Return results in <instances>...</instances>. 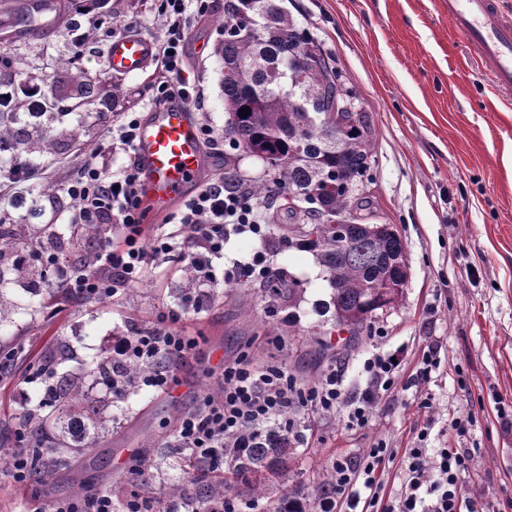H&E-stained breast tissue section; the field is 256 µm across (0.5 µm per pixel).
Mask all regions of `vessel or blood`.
I'll return each instance as SVG.
<instances>
[{
    "label": "vessel or blood",
    "mask_w": 512,
    "mask_h": 512,
    "mask_svg": "<svg viewBox=\"0 0 512 512\" xmlns=\"http://www.w3.org/2000/svg\"><path fill=\"white\" fill-rule=\"evenodd\" d=\"M448 17L473 52L490 83L512 93V13L499 0H446ZM153 57L151 41L128 33L112 39L106 50L109 72L118 76L143 72ZM136 158L146 195L156 212L183 200L202 169V148L191 108L176 103L153 112L138 130Z\"/></svg>",
    "instance_id": "obj_1"
}]
</instances>
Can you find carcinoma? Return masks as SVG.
Here are the masks:
<instances>
[{"label":"carcinoma","mask_w":512,"mask_h":512,"mask_svg":"<svg viewBox=\"0 0 512 512\" xmlns=\"http://www.w3.org/2000/svg\"><path fill=\"white\" fill-rule=\"evenodd\" d=\"M248 21L254 31L240 23ZM224 39L213 56L219 65L224 112L230 120L232 142L224 146V184L240 188L261 205L288 213V223L278 225L280 236L272 245L293 244L305 238L317 250L320 265L333 290L335 326L350 333L345 347L355 346L360 331L376 311L396 304L403 290L389 283L408 269L405 245L392 225L379 234L368 224L349 221L357 186L370 171L374 159L375 129L368 113L355 104L352 90L322 45L293 17L285 0H224ZM58 80L19 68L18 62L0 53V142L25 153L43 151L31 123L20 114L40 119L48 114L101 110L109 98L101 95L97 82L72 72L70 60L54 63ZM247 109L243 116L240 110ZM53 145V142L46 143ZM259 158L267 166L263 179L239 181L237 152ZM292 192L303 196L306 208L288 205ZM343 224L337 234L336 224ZM19 245L13 225L0 224V254ZM270 307L275 299L298 301L302 289L293 280H280L266 289ZM30 475L46 481L61 471L72 474L74 485L83 489L81 467L75 458L82 445L75 436L80 427L85 436L105 438L112 418L97 409L82 386L62 376L55 386L52 406L27 420ZM293 448L288 437L272 431L263 446L232 456L230 465L254 497L264 495L266 481L287 467ZM171 457L190 475L197 491L181 497L188 503L208 506L229 489L223 478L202 482L196 474L210 471L206 461L188 448L172 449ZM275 512H309V504L297 491H284Z\"/></svg>","instance_id":"carcinoma-1"}]
</instances>
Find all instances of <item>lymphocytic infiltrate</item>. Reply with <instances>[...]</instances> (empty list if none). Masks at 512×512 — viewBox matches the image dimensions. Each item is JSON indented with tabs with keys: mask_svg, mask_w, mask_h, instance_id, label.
I'll return each instance as SVG.
<instances>
[{
	"mask_svg": "<svg viewBox=\"0 0 512 512\" xmlns=\"http://www.w3.org/2000/svg\"><path fill=\"white\" fill-rule=\"evenodd\" d=\"M212 8L213 0H153L160 23V33L153 41V57L161 73L153 84L157 103L179 100L194 111H204L203 91L183 79V56L189 16H207ZM140 124V117L132 115L106 131L111 147L129 158L118 173L108 172L93 159L63 191L64 201L72 206L74 223L118 224L119 240L105 241L81 271L52 252L21 253L15 260L19 266L31 262L44 272H59L58 285L70 299L102 302L140 284L158 256L176 258L192 268L194 296L161 312L152 327L113 343L112 391L116 394L121 393L127 381L124 370L131 364L143 368L135 378L137 384L170 391L176 381L174 362L186 358L198 344L196 337L178 330V323L190 310L202 307L208 287L216 280L214 262L223 258L225 242L234 235L261 234L264 213L252 197L225 187L218 178L168 215V223L175 226L173 232L147 236L142 175L134 158ZM399 366L391 354L371 353L363 370L372 386L351 401L341 376L333 370L314 384L302 386L278 363L261 367L244 361L228 364L215 391L205 393L197 409L175 420L172 436L177 445L198 450L201 458L219 468L224 464L225 449L257 447L269 429L286 433L289 440H302L304 428L295 413L307 407L331 413L348 405L350 424L362 427L379 395L392 390ZM471 461L469 452L457 448L431 452L417 445L399 455L379 445L367 449L358 460L334 463L333 488L319 499L315 512H337L343 503L353 510L360 506L369 510L379 503L382 512H477L463 495V479ZM393 462L399 465L400 486L383 503L378 474Z\"/></svg>",
	"mask_w": 512,
	"mask_h": 512,
	"instance_id": "1",
	"label": "lymphocytic infiltrate"
}]
</instances>
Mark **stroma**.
Returning a JSON list of instances; mask_svg holds the SVG:
<instances>
[{
  "instance_id": "35a3bbf8",
  "label": "stroma",
  "mask_w": 512,
  "mask_h": 512,
  "mask_svg": "<svg viewBox=\"0 0 512 512\" xmlns=\"http://www.w3.org/2000/svg\"><path fill=\"white\" fill-rule=\"evenodd\" d=\"M294 17L335 60L361 106L376 127V164L364 191L370 203L354 210L357 224H391L401 236L408 262V283L400 301L373 321L359 346L345 349L347 331L335 328L332 289L314 251L283 247L270 255L272 267L285 270L303 293L295 308L297 323L287 326L272 312L263 287L231 278L233 266L248 261L264 246L261 237H231L216 261L217 285L199 311L179 327L198 337L194 353L174 369L179 396L160 395L148 387L113 398L94 368L112 353V342L148 328L156 316L181 297L185 281L180 262L159 258L150 265L138 290L106 302L46 303L47 281L39 268L0 266V344L31 341L35 357L53 358L59 372L81 378L95 397L108 401L114 418L109 445L85 448L81 460L93 491H111L125 499L130 490L180 483L170 465V426L211 391L225 364L271 361L311 383L329 367L342 372L348 398L369 384L363 358L380 347L399 353L402 364L394 392L373 405L364 427L348 424L347 408L322 414L301 410L307 433L288 460V484L317 501L320 487L339 457H357L377 442L410 448L420 431L427 447L468 449L472 467L464 479L466 497L489 503L494 512H512V432L502 414L512 415V100L483 77L463 39L448 20L443 0H291ZM212 15L192 20L186 45L188 82L204 86L206 118L216 132L226 120L219 87L215 44L224 37ZM81 24H94L96 38L76 46L70 23L45 34L15 26L0 29V51L51 74L56 58L72 59L75 70L104 86L119 83L123 94L114 108L98 117L62 116L60 125L88 127L92 151L72 147L27 155L7 153L10 164L37 163L43 178L64 184L88 160L99 155L111 171L127 161L109 149L107 127L126 113L148 118L154 108V67L134 76L114 78L104 54L114 35L126 31L153 37L158 21L150 0H105L89 12L75 11ZM29 203L16 209L0 199V221L18 227L26 250L56 251L77 259L96 249V238L71 222L65 205L33 206L36 187L25 188ZM476 275H468L469 267ZM323 333L337 355L321 359L310 337ZM439 347L440 367L428 382L413 384L418 362ZM221 361H214V351ZM25 359L14 369L22 371ZM14 377L0 381V438L13 440L27 409L40 399L35 384ZM429 407H422V400ZM474 411L476 424L458 434L453 419ZM151 446L143 472L131 469L139 448Z\"/></svg>"
}]
</instances>
